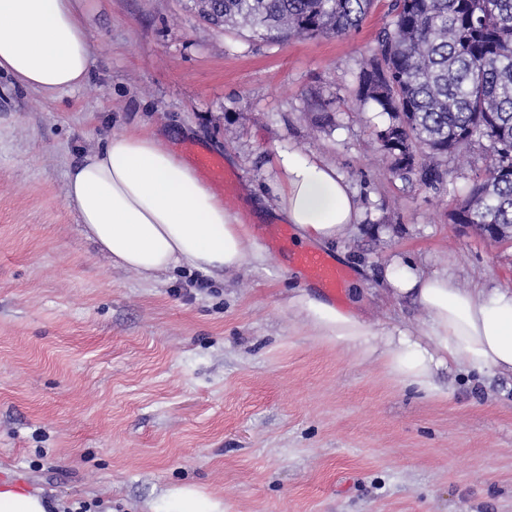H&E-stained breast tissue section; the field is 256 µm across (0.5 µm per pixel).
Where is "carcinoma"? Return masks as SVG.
<instances>
[{"label": "carcinoma", "instance_id": "obj_1", "mask_svg": "<svg viewBox=\"0 0 512 512\" xmlns=\"http://www.w3.org/2000/svg\"><path fill=\"white\" fill-rule=\"evenodd\" d=\"M374 0H219L209 21L266 42L341 36ZM391 28L357 76L355 101L397 130L375 141L406 179L448 175L443 159L487 142L489 163L453 214L456 224L512 225V0H394Z\"/></svg>", "mask_w": 512, "mask_h": 512}]
</instances>
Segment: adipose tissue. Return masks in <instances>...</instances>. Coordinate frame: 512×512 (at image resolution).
I'll return each instance as SVG.
<instances>
[{"instance_id": "adipose-tissue-1", "label": "adipose tissue", "mask_w": 512, "mask_h": 512, "mask_svg": "<svg viewBox=\"0 0 512 512\" xmlns=\"http://www.w3.org/2000/svg\"><path fill=\"white\" fill-rule=\"evenodd\" d=\"M81 0H0V74L41 94L85 86L92 46ZM276 212L297 242L328 245L356 224L360 210L336 169L282 153ZM66 203L86 238L113 264L151 277L177 268L224 271L243 264L250 229L172 146L149 129L114 132L70 168ZM391 298H408L427 316L419 335L392 324L372 330L356 313L298 290L289 304L317 335L379 355L401 385L439 394L440 371L452 366L512 375V289L459 287L449 273H426L393 256L386 269Z\"/></svg>"}]
</instances>
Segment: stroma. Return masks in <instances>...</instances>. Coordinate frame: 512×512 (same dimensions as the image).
Returning a JSON list of instances; mask_svg holds the SVG:
<instances>
[{"instance_id": "obj_1", "label": "stroma", "mask_w": 512, "mask_h": 512, "mask_svg": "<svg viewBox=\"0 0 512 512\" xmlns=\"http://www.w3.org/2000/svg\"><path fill=\"white\" fill-rule=\"evenodd\" d=\"M187 0H83L85 86L46 96L0 76V480L100 512H159L192 485L224 512H512V377L452 367L444 397L316 335L288 304L305 284L273 249L278 153L335 166L362 218L325 252L362 290L372 329L426 316L384 292L401 254L460 287L512 284V244L450 215L484 146L441 184L393 176L373 142L388 117L355 111L356 77L393 19L375 0L355 32L266 43L211 27ZM134 124L181 131L238 176L227 200L261 259L152 278L115 266L65 203L66 173Z\"/></svg>"}]
</instances>
